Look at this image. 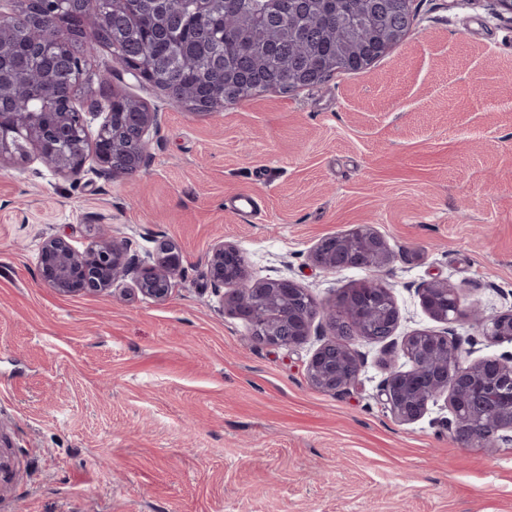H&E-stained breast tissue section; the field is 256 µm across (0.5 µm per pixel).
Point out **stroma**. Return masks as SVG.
<instances>
[{
  "mask_svg": "<svg viewBox=\"0 0 512 512\" xmlns=\"http://www.w3.org/2000/svg\"><path fill=\"white\" fill-rule=\"evenodd\" d=\"M416 25L369 69L312 89L269 90L209 114L111 75L80 93L158 112L133 177L93 163L54 172L35 151L0 162V512H512V444L463 447L444 401L403 424L379 402L419 329L448 332L469 360L499 355L467 318L424 310L423 284L461 289L463 310L512 309V12L497 0H413ZM260 211L238 215L235 194ZM370 224L395 255L382 273L400 309L394 336L355 342L357 383L332 395L306 376L326 309L370 279L327 271L317 242ZM60 235H108L139 257L182 254L166 300L132 280L110 296L44 285L38 251ZM235 244L252 280L288 277L321 308L308 342L264 345L222 307L207 273Z\"/></svg>",
  "mask_w": 512,
  "mask_h": 512,
  "instance_id": "35a3bbf8",
  "label": "stroma"
}]
</instances>
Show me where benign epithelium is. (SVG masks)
Instances as JSON below:
<instances>
[{
	"mask_svg": "<svg viewBox=\"0 0 512 512\" xmlns=\"http://www.w3.org/2000/svg\"><path fill=\"white\" fill-rule=\"evenodd\" d=\"M37 9L52 15L54 27L36 37L43 46L67 50L69 7L75 0H35ZM411 0H391L387 20L397 33H409L416 14ZM112 25V16H101L96 27H86L80 41L97 44L104 29ZM116 67L138 81L155 74L153 63L139 59L130 64L116 58ZM22 79L17 74L0 70V160H11L25 152L24 144L35 147L42 162L60 173H74L91 160L111 176H123L144 163L150 129L157 125L158 113L139 104V111L118 114L107 105V115L100 130L118 118L128 130L126 139L110 140L107 145L87 151L82 130L87 121L80 111L61 106L54 95L53 80L35 87L34 97L46 106H58L57 123L44 126L38 112H20L12 101V90ZM223 102V93L211 91L176 105L186 112L210 113ZM240 251L232 243L214 246L208 256L210 280L215 288L226 286L233 293L223 304L239 317L258 324L255 340L280 348H296L310 336L314 317L299 303L312 299L298 282L281 277L253 282L246 266L239 263ZM313 264L324 270L361 268L378 273L394 261L384 237L372 225L361 224L344 235L321 238L311 253ZM182 256L175 247L161 244L158 258L145 263L128 255L124 242L104 238L82 251L61 236L43 241L38 269L41 280L64 295H101L112 291L119 281L129 277L145 297L163 301L174 287L180 273ZM460 287L433 280L421 288V301L431 318L452 323L463 316ZM400 318L389 285L376 277L349 289L342 308L331 309L328 319L332 337L314 350L306 366L310 384L317 390L338 394L347 390L359 377L360 354L351 347L356 340L381 341L393 335ZM472 319L492 343H512V310L484 316L478 312ZM401 350L411 361L407 371L392 370L380 385L378 397L394 417L403 424L422 418L429 403L445 398L450 417L448 431L453 439L466 445L479 440L486 446L498 442L512 443V352L484 357L472 363L463 362L460 344L445 333L415 331L403 340Z\"/></svg>",
	"mask_w": 512,
	"mask_h": 512,
	"instance_id": "7a95c632",
	"label": "benign epithelium"
}]
</instances>
